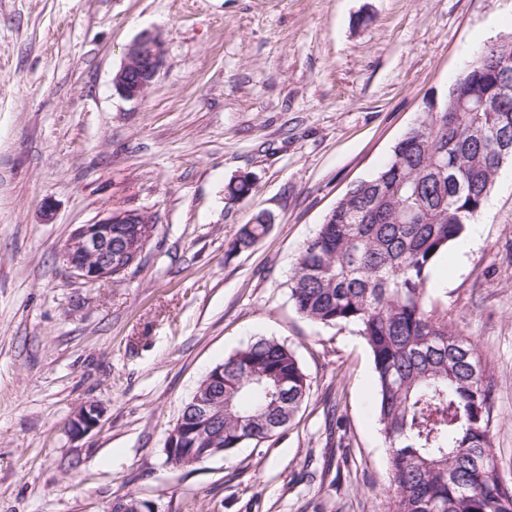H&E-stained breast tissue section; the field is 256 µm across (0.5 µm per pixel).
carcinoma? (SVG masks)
Listing matches in <instances>:
<instances>
[{
	"mask_svg": "<svg viewBox=\"0 0 512 512\" xmlns=\"http://www.w3.org/2000/svg\"><path fill=\"white\" fill-rule=\"evenodd\" d=\"M466 105L447 112L452 104ZM421 112L389 158L353 183L301 249L288 279L298 314L352 326L369 347L377 421L389 453L393 512H512V487L497 464L491 428L496 383L477 341L430 302L435 260L459 241L484 206L500 168L512 162V40L474 52L464 73ZM249 177L227 185L232 198ZM143 229L112 225V253ZM261 212L233 248L269 231ZM224 365L225 453L282 433L309 396L291 348L260 337Z\"/></svg>",
	"mask_w": 512,
	"mask_h": 512,
	"instance_id": "carcinoma-1",
	"label": "carcinoma"
}]
</instances>
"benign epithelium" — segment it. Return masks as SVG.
I'll use <instances>...</instances> for the list:
<instances>
[{"instance_id": "1", "label": "benign epithelium", "mask_w": 512, "mask_h": 512, "mask_svg": "<svg viewBox=\"0 0 512 512\" xmlns=\"http://www.w3.org/2000/svg\"><path fill=\"white\" fill-rule=\"evenodd\" d=\"M164 50L160 39L147 34L134 42L125 54V60L116 74L113 84L116 91L128 100L145 96L163 65ZM140 212L134 210L109 211L102 218L77 227L71 234L62 254L69 273L88 283L109 280L112 273V225L136 224ZM218 384L217 395L197 393L190 408L180 416L168 432L165 453L168 465L178 467L184 462L195 465L224 454L222 448H204L202 443L214 436L217 426L213 416L218 403L224 402V369L213 373ZM103 418V410L95 403L80 407L71 417L69 432L82 437L94 430ZM103 512H158L151 501L135 495L121 496L112 500Z\"/></svg>"}]
</instances>
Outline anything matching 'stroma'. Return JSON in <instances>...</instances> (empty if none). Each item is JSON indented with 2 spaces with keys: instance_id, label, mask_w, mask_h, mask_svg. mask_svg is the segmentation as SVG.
Returning <instances> with one entry per match:
<instances>
[{
  "instance_id": "obj_1",
  "label": "stroma",
  "mask_w": 512,
  "mask_h": 512,
  "mask_svg": "<svg viewBox=\"0 0 512 512\" xmlns=\"http://www.w3.org/2000/svg\"><path fill=\"white\" fill-rule=\"evenodd\" d=\"M159 36L145 97L113 85ZM512 37V0H0V512H389L373 366L350 327L300 316L288 277L349 186L374 174L473 50ZM250 175L251 194L225 188ZM157 225L137 266L94 284L62 253L107 210ZM272 220L251 249L238 229ZM450 246L439 312L496 379L492 439L512 483V164ZM284 341L311 380L288 429L166 465L199 381L250 341ZM104 411L74 438L84 402ZM103 512H158V509L151 501L126 495L112 500Z\"/></svg>"
}]
</instances>
